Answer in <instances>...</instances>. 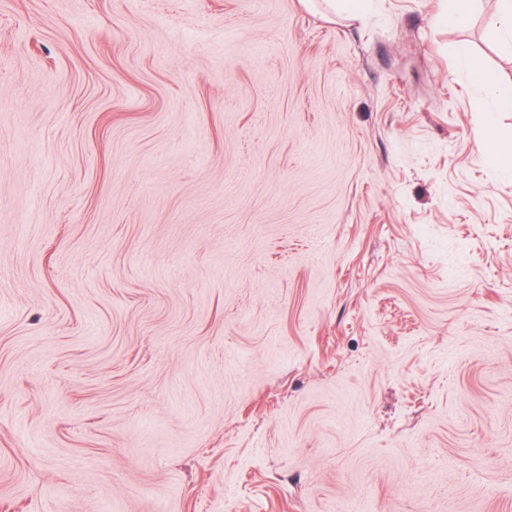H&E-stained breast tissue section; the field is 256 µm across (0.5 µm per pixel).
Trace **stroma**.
I'll list each match as a JSON object with an SVG mask.
<instances>
[{
  "label": "stroma",
  "mask_w": 512,
  "mask_h": 512,
  "mask_svg": "<svg viewBox=\"0 0 512 512\" xmlns=\"http://www.w3.org/2000/svg\"><path fill=\"white\" fill-rule=\"evenodd\" d=\"M497 8L0 0V512H512ZM475 0H448L446 2V21L448 26H464L472 13ZM492 105V108H491ZM512 111V88L491 87L484 100L483 112Z\"/></svg>",
  "instance_id": "1"
}]
</instances>
